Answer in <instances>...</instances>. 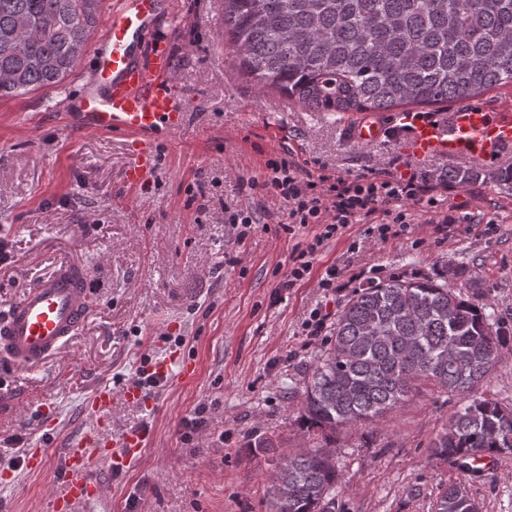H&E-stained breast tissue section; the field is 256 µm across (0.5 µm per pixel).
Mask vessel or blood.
I'll use <instances>...</instances> for the list:
<instances>
[{
    "mask_svg": "<svg viewBox=\"0 0 512 512\" xmlns=\"http://www.w3.org/2000/svg\"><path fill=\"white\" fill-rule=\"evenodd\" d=\"M162 0H117L76 113L81 128L129 139L131 153L122 179L132 188L148 181L155 166L158 134L183 128L187 114L171 81L166 43L156 34ZM400 134L407 152L485 161L512 147V114L470 106L444 114L366 112L346 127L349 142L372 145L387 128ZM90 314V275L68 260L39 274L0 318V356L17 369L37 367L62 355ZM144 373L160 383L193 381L197 368L185 356L150 359ZM149 430L131 428L117 440L97 432L71 438L62 454L63 483L50 512H79L102 498L106 486L94 477L96 463L121 469L141 456Z\"/></svg>",
    "mask_w": 512,
    "mask_h": 512,
    "instance_id": "1",
    "label": "vessel or blood"
}]
</instances>
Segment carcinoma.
<instances>
[{
  "mask_svg": "<svg viewBox=\"0 0 512 512\" xmlns=\"http://www.w3.org/2000/svg\"><path fill=\"white\" fill-rule=\"evenodd\" d=\"M100 0H0V97L60 83L97 24ZM237 69L313 112H388L512 86V0H224ZM475 168L448 183L476 180ZM504 334L485 307L433 279L391 277L354 292L311 368L299 409L317 445L281 458L271 512H332L336 432L378 425L429 381L463 404L431 463L467 479L512 453V409L481 389ZM436 512H480L462 481Z\"/></svg>",
  "mask_w": 512,
  "mask_h": 512,
  "instance_id": "1",
  "label": "carcinoma"
}]
</instances>
